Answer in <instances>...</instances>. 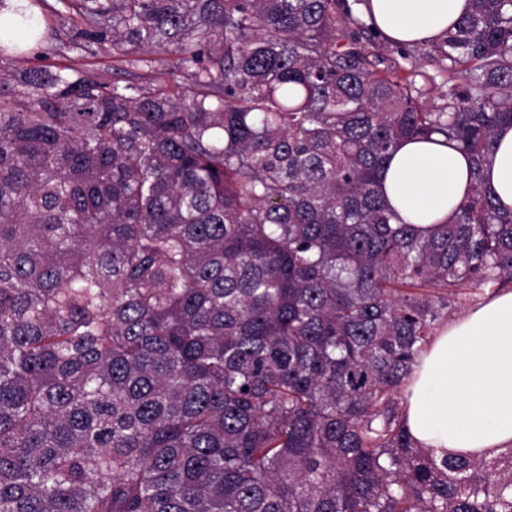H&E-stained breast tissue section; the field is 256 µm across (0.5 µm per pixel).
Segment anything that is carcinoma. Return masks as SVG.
Masks as SVG:
<instances>
[{
    "instance_id": "1",
    "label": "carcinoma",
    "mask_w": 512,
    "mask_h": 512,
    "mask_svg": "<svg viewBox=\"0 0 512 512\" xmlns=\"http://www.w3.org/2000/svg\"><path fill=\"white\" fill-rule=\"evenodd\" d=\"M469 2L396 59L349 0H0V512H512V449L403 417L435 322L512 283V0ZM56 19L126 77L31 62ZM434 136L471 193L426 231L379 176ZM484 178L500 200L512 207V127L497 131L494 159L486 168Z\"/></svg>"
}]
</instances>
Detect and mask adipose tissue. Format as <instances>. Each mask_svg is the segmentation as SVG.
<instances>
[{
	"label": "adipose tissue",
	"instance_id": "1",
	"mask_svg": "<svg viewBox=\"0 0 512 512\" xmlns=\"http://www.w3.org/2000/svg\"><path fill=\"white\" fill-rule=\"evenodd\" d=\"M468 0H366L365 16L390 42L440 37ZM486 183L512 207V127L496 134ZM383 189L402 223L451 220L468 195L467 156L453 145L408 141L392 155ZM404 420L435 456L492 458L512 447V289L494 292L444 326L421 355L405 392Z\"/></svg>",
	"mask_w": 512,
	"mask_h": 512
}]
</instances>
